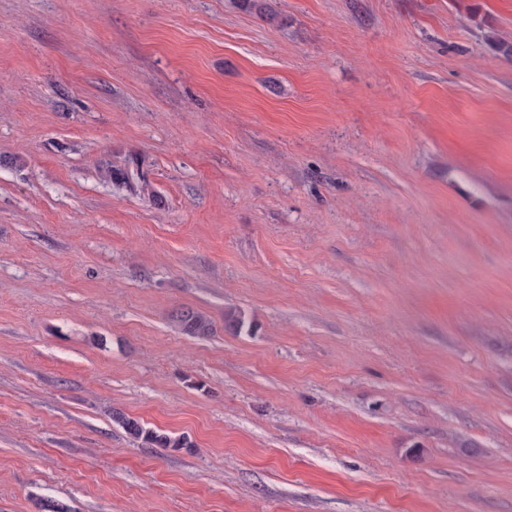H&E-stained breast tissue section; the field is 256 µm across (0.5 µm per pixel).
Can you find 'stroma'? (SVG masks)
Listing matches in <instances>:
<instances>
[{
    "mask_svg": "<svg viewBox=\"0 0 512 512\" xmlns=\"http://www.w3.org/2000/svg\"><path fill=\"white\" fill-rule=\"evenodd\" d=\"M265 4L0 0V512H512V0ZM175 319L186 335L204 338L211 334L209 318L199 311L191 308L180 309L176 312ZM125 431L136 439L142 440L144 443L158 448H188L191 447L187 436L183 435L178 438L171 437L165 433H159L152 429L146 428L138 420L126 417L123 414H116L114 417Z\"/></svg>",
    "mask_w": 512,
    "mask_h": 512,
    "instance_id": "35a3bbf8",
    "label": "stroma"
}]
</instances>
